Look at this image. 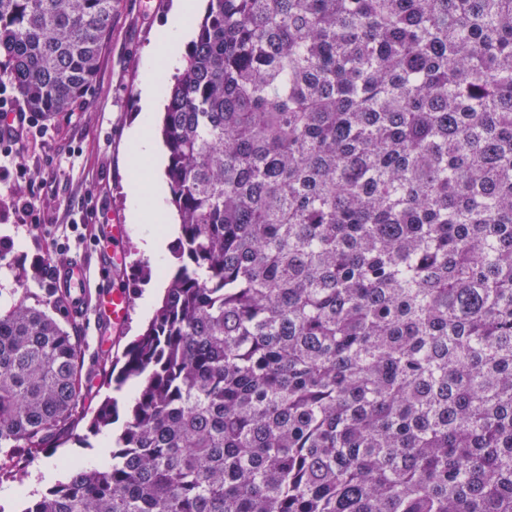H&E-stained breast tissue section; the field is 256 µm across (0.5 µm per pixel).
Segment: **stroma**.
Masks as SVG:
<instances>
[{
  "mask_svg": "<svg viewBox=\"0 0 512 512\" xmlns=\"http://www.w3.org/2000/svg\"><path fill=\"white\" fill-rule=\"evenodd\" d=\"M170 5L171 0H117L110 38L87 95V110L53 121L38 120L18 146L26 176L11 187L0 188V240L7 244L6 263L0 266V305L7 307L16 300L14 275L30 270L33 260L83 259L93 264L111 250L113 225L127 221L132 163L126 130L140 112L138 84L145 50L161 35ZM21 192L40 200L39 226L20 221L16 201ZM71 216L79 223L78 235L71 238L69 249L57 250L52 241L58 227ZM124 250L126 260L112 269L111 276L113 284L125 289L131 299L129 323L103 328L93 315H77L80 333L88 338L85 403L92 407L111 395L122 403L129 400V388L115 393L100 386L97 352L102 349L114 357L122 355L149 321L142 309L145 284L137 275L146 255L135 230H128ZM91 442L88 448L74 440L52 449L35 457L26 470L31 473L37 465L50 463V472L39 477L41 487H49L64 479L66 463L92 467L107 458L111 432L92 436Z\"/></svg>",
  "mask_w": 512,
  "mask_h": 512,
  "instance_id": "stroma-1",
  "label": "stroma"
}]
</instances>
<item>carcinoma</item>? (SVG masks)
Segmentation results:
<instances>
[{
  "label": "carcinoma",
  "mask_w": 512,
  "mask_h": 512,
  "mask_svg": "<svg viewBox=\"0 0 512 512\" xmlns=\"http://www.w3.org/2000/svg\"><path fill=\"white\" fill-rule=\"evenodd\" d=\"M114 0H0L83 112ZM176 270L23 512H512V0H208L167 89ZM56 288L0 309V477L80 438ZM90 441L94 448H83L79 441L74 440L64 448H54L47 453L35 457L25 468L26 474L22 484L6 479L2 482L0 480V492L12 490L15 494L11 500H5L0 494V507H2V510H5L4 512H19L22 509L25 498L29 495L42 492L56 481L63 480L68 473L66 468L61 467V464L64 462L92 467L106 459L112 446V431L104 430L95 436H90ZM45 462L52 463V471L47 474H42V472L36 473L33 476L35 468ZM37 475L40 482L38 489L28 491L32 476V484L35 485Z\"/></svg>",
  "instance_id": "obj_1"
}]
</instances>
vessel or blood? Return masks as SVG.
Here are the masks:
<instances>
[{"label": "vessel or blood", "mask_w": 512, "mask_h": 512, "mask_svg": "<svg viewBox=\"0 0 512 512\" xmlns=\"http://www.w3.org/2000/svg\"><path fill=\"white\" fill-rule=\"evenodd\" d=\"M55 281L68 297L74 310L93 306L96 315L108 318L113 325L125 324L131 314L128 294L118 288L94 285L90 268L83 262L57 264Z\"/></svg>", "instance_id": "vessel-or-blood-1"}]
</instances>
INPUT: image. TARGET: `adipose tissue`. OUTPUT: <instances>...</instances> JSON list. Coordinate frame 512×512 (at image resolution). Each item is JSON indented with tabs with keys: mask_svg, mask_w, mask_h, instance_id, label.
Listing matches in <instances>:
<instances>
[{
	"mask_svg": "<svg viewBox=\"0 0 512 512\" xmlns=\"http://www.w3.org/2000/svg\"><path fill=\"white\" fill-rule=\"evenodd\" d=\"M198 9L199 0H173L162 37L146 50L139 85L142 110L127 131L138 168L132 181L129 221L135 224L145 252L158 259L165 255L176 226L165 206L167 186L161 147L153 133L154 116L162 101L161 86L167 74L179 66L181 53L192 37Z\"/></svg>",
	"mask_w": 512,
	"mask_h": 512,
	"instance_id": "adipose-tissue-1",
	"label": "adipose tissue"
}]
</instances>
